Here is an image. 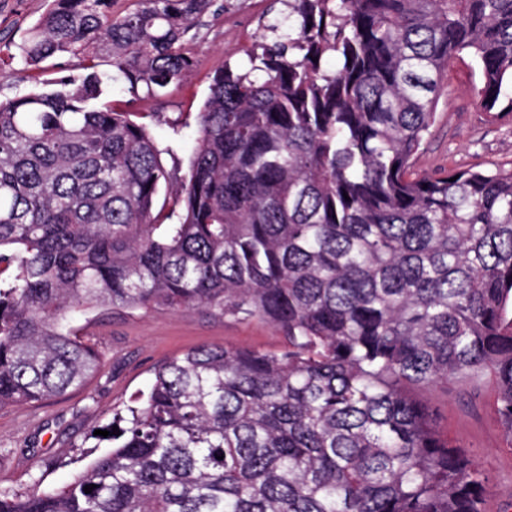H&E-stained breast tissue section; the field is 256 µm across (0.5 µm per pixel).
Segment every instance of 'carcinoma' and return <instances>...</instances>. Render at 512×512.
Here are the masks:
<instances>
[{"mask_svg":"<svg viewBox=\"0 0 512 512\" xmlns=\"http://www.w3.org/2000/svg\"><path fill=\"white\" fill-rule=\"evenodd\" d=\"M113 2L52 0L19 55L82 73L0 101V407L98 374L64 322L99 306H202L285 345L165 362L108 452L0 512H483L488 473L421 393L491 377L512 443V169H409L461 54L480 109L512 112V0H288L215 72L181 177L101 96L181 85L215 0Z\"/></svg>","mask_w":512,"mask_h":512,"instance_id":"obj_1","label":"carcinoma"}]
</instances>
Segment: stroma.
I'll return each mask as SVG.
<instances>
[{
    "label": "stroma",
    "mask_w": 512,
    "mask_h": 512,
    "mask_svg": "<svg viewBox=\"0 0 512 512\" xmlns=\"http://www.w3.org/2000/svg\"><path fill=\"white\" fill-rule=\"evenodd\" d=\"M224 9L204 17L193 49L199 64L179 87L160 97L128 102L108 91L116 108L136 112L157 136L179 124L193 141L197 112L209 92L214 71L238 63L261 41L265 25L287 16L281 0H220ZM51 0H0V99L34 90L51 78L75 76L79 61L54 58L34 70L17 57L24 32L49 11ZM481 67L469 54L451 64L437 106V117L411 168V177L446 170L512 166V113L489 119L477 105ZM69 329L103 355V365L85 389L39 403L0 408V488L24 492L36 483L61 484L71 474L65 461L72 445L90 430L107 425L112 409L131 404L149 387L155 368L200 345L277 351L283 336L260 320L217 316L205 309L160 308L129 312L98 307L74 317ZM438 413L441 435L464 447L490 476L484 512H512V447L498 422L496 389L490 379L474 384L454 381L423 394Z\"/></svg>",
    "instance_id": "35a3bbf8"
}]
</instances>
